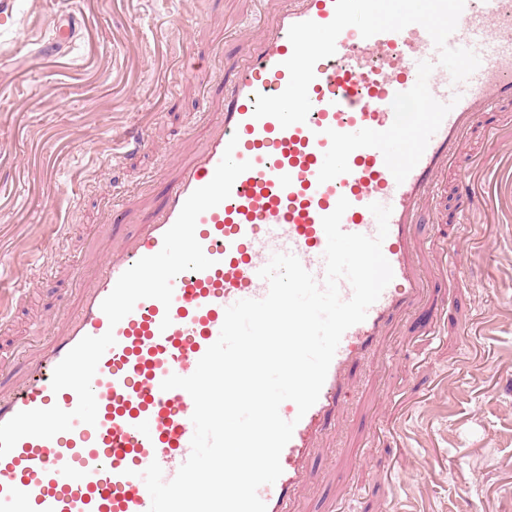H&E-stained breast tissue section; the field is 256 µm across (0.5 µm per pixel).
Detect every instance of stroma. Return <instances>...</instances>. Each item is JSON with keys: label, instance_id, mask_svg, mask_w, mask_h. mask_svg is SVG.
Returning a JSON list of instances; mask_svg holds the SVG:
<instances>
[{"label": "stroma", "instance_id": "35a3bbf8", "mask_svg": "<svg viewBox=\"0 0 512 512\" xmlns=\"http://www.w3.org/2000/svg\"><path fill=\"white\" fill-rule=\"evenodd\" d=\"M0 21V290L27 286L0 346L30 336L60 299L104 224H137L188 143L223 107L234 59L229 26L250 0H10ZM79 24L52 45L57 15ZM147 124L152 148L112 163V139ZM494 214L479 235L422 225L425 243L460 252L434 289L448 307L401 316L353 378L342 431L328 434L300 491L302 512H380L391 492L419 512H512V163L483 182ZM70 227L52 278L35 282L58 225ZM405 420L411 447L386 446ZM400 482L390 486L389 475Z\"/></svg>", "mask_w": 512, "mask_h": 512}]
</instances>
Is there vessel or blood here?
Instances as JSON below:
<instances>
[{
    "instance_id": "1",
    "label": "vessel or blood",
    "mask_w": 512,
    "mask_h": 512,
    "mask_svg": "<svg viewBox=\"0 0 512 512\" xmlns=\"http://www.w3.org/2000/svg\"><path fill=\"white\" fill-rule=\"evenodd\" d=\"M252 35L237 34L224 74V110L134 230L115 225L86 261L74 308L54 315L49 342L29 344L21 367L0 362V424L18 412L74 410L72 389L53 391L56 366L79 341L113 332L91 386L97 420L44 439L27 436L0 457V512H149L141 477L159 463L172 480L191 453L194 403L162 390L191 375L221 332L227 307L269 291L258 272L276 253L294 254L325 277L322 219L339 199L347 233L375 236L369 206L391 207L382 251L393 279L366 319L343 334L317 402L299 413L280 455L282 473L258 490L266 512H297L299 488L327 428L344 424L352 369L395 318L420 309L448 266L426 254L418 226L440 223L433 204L452 180L458 220L488 205L477 176L490 158L469 152L473 134L494 140L512 128V0H259ZM423 101L421 112L405 104ZM250 162L231 195L203 212L195 237L212 265L173 282L170 305L139 300L110 325L101 309L118 278L158 253L184 202L213 178L230 139ZM121 154L150 147L148 127L118 135Z\"/></svg>"
}]
</instances>
